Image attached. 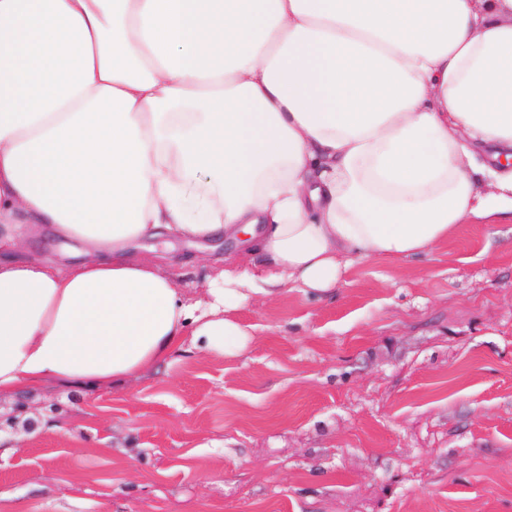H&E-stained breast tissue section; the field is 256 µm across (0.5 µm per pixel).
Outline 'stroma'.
<instances>
[{
	"mask_svg": "<svg viewBox=\"0 0 512 512\" xmlns=\"http://www.w3.org/2000/svg\"><path fill=\"white\" fill-rule=\"evenodd\" d=\"M137 248L207 303L230 246ZM235 315L237 355L1 397L0 512H512V220Z\"/></svg>",
	"mask_w": 512,
	"mask_h": 512,
	"instance_id": "stroma-1",
	"label": "stroma"
}]
</instances>
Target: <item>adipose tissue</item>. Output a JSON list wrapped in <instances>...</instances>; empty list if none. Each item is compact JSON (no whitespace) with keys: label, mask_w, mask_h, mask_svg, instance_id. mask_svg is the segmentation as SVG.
Instances as JSON below:
<instances>
[{"label":"adipose tissue","mask_w":512,"mask_h":512,"mask_svg":"<svg viewBox=\"0 0 512 512\" xmlns=\"http://www.w3.org/2000/svg\"><path fill=\"white\" fill-rule=\"evenodd\" d=\"M512 216V0H0V396L252 339L469 216ZM83 248L59 265L20 224ZM235 241L187 304L144 238Z\"/></svg>","instance_id":"1"}]
</instances>
